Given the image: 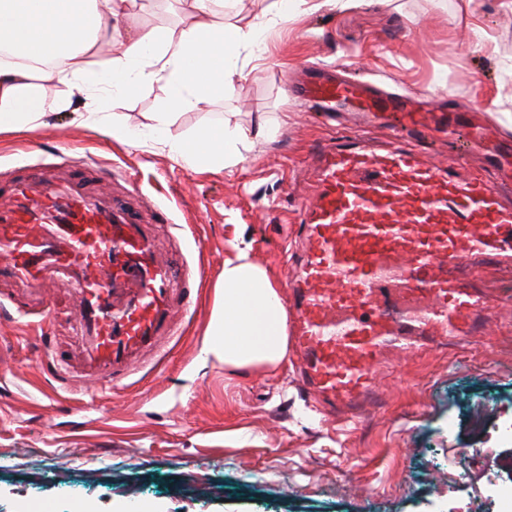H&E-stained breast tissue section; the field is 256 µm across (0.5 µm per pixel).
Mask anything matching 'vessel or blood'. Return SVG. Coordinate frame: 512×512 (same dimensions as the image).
Returning a JSON list of instances; mask_svg holds the SVG:
<instances>
[{"label":"vessel or blood","mask_w":512,"mask_h":512,"mask_svg":"<svg viewBox=\"0 0 512 512\" xmlns=\"http://www.w3.org/2000/svg\"><path fill=\"white\" fill-rule=\"evenodd\" d=\"M300 96L322 112H357L363 127L399 124L425 134L465 126L494 158L512 144L473 120L421 108L411 95L353 77L312 76ZM57 176L39 165L0 180V301L50 314L51 289L73 300L74 349L56 350L43 369L62 384L124 379L159 339L179 336L191 286L162 256L152 227L134 209L147 194L113 197L106 167L55 150ZM314 193L297 212L304 228L298 280L288 281L291 342L303 384L347 414L375 391L374 368L390 350L473 335L493 307L477 286L486 261L512 265V172L448 169L417 148H374L348 131L311 154Z\"/></svg>","instance_id":"vessel-or-blood-1"}]
</instances>
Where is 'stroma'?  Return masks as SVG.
<instances>
[{
  "label": "stroma",
  "instance_id": "35a3bbf8",
  "mask_svg": "<svg viewBox=\"0 0 512 512\" xmlns=\"http://www.w3.org/2000/svg\"><path fill=\"white\" fill-rule=\"evenodd\" d=\"M271 0H240L224 23L264 24L261 52H241L223 98L172 117L163 83L132 94L85 98L70 83L50 95L70 101L43 126L0 134V174L53 163L68 147L121 172L164 210L165 254L205 270L186 331L122 386L92 380L73 390L48 378L28 319L0 322V512H448L456 494L473 512H512V272L487 270L497 304L481 329L458 346L426 343L391 353L376 373V394L357 420L300 389L299 363L225 379L202 354L214 284L237 236L258 262L284 279L300 249L296 221L310 193L312 147L329 138L320 114L288 91L301 63L343 64L353 77L397 92H439L435 106L485 119L509 142L512 113V9L503 0H315L287 23L271 25ZM183 0H135L124 40L178 32ZM93 109L102 120L84 123ZM137 124L135 145L111 130L113 113ZM270 135L253 138L245 159L198 172L175 161L169 145L220 128L225 113ZM374 142L426 147L456 167L482 166L466 138L432 133Z\"/></svg>",
  "mask_w": 512,
  "mask_h": 512
}]
</instances>
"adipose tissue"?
I'll list each match as a JSON object with an SVG mask.
<instances>
[{
	"instance_id": "1",
	"label": "adipose tissue",
	"mask_w": 512,
	"mask_h": 512,
	"mask_svg": "<svg viewBox=\"0 0 512 512\" xmlns=\"http://www.w3.org/2000/svg\"><path fill=\"white\" fill-rule=\"evenodd\" d=\"M133 0H0V48L16 61H0V133L35 126L64 103L47 93L62 60L81 95L93 88L129 93L148 82H161L174 110L196 109L223 97L238 75L236 54L260 37L259 25L213 26L225 0H205L204 13L191 12L178 33H146L125 41L118 24ZM205 48L196 56V48ZM106 49V64L92 56ZM251 135L225 120L223 127L197 134L190 143L174 142V158L208 168L239 164ZM288 351V311L278 280L252 257V245L238 239L224 260L215 285V303L203 340V352L222 362L230 374L274 370Z\"/></svg>"
}]
</instances>
